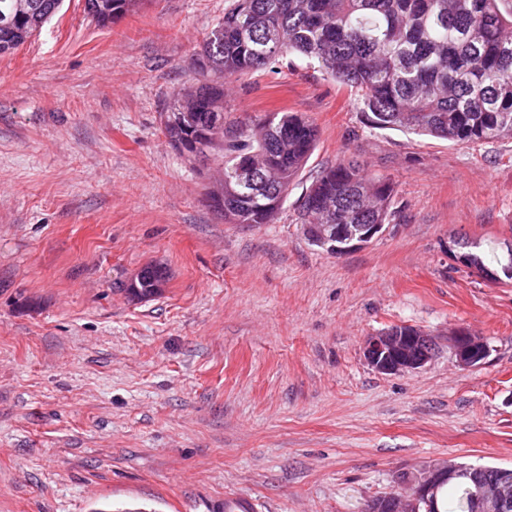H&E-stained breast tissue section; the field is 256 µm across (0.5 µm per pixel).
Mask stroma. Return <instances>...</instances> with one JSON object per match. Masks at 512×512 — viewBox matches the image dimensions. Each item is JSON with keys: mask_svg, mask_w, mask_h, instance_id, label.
<instances>
[{"mask_svg": "<svg viewBox=\"0 0 512 512\" xmlns=\"http://www.w3.org/2000/svg\"><path fill=\"white\" fill-rule=\"evenodd\" d=\"M224 5L146 0L102 25L64 0L0 57V512H365L436 460L512 468V280L454 244L512 240V139L369 128L297 58L233 83L228 118L303 113L316 149L274 223H225L215 161L160 126ZM353 155L396 182L397 216L337 258L297 208ZM150 265L161 292L132 298ZM403 325L433 359L378 373L364 338ZM458 328L486 337L480 365L457 366Z\"/></svg>", "mask_w": 512, "mask_h": 512, "instance_id": "1", "label": "stroma"}]
</instances>
